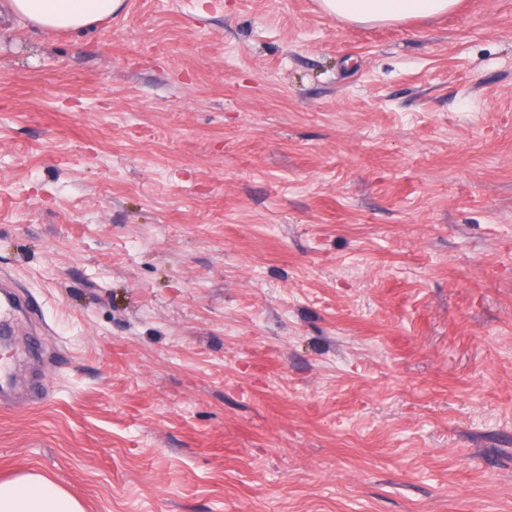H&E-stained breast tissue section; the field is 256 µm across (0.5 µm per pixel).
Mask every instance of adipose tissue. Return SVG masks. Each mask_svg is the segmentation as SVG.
<instances>
[{
  "instance_id": "obj_1",
  "label": "adipose tissue",
  "mask_w": 512,
  "mask_h": 512,
  "mask_svg": "<svg viewBox=\"0 0 512 512\" xmlns=\"http://www.w3.org/2000/svg\"><path fill=\"white\" fill-rule=\"evenodd\" d=\"M124 0H8L9 10L26 25L55 32L90 28L121 10ZM458 0H321L324 11L355 23H390L448 13ZM0 512H84L57 482L29 472L0 482Z\"/></svg>"
}]
</instances>
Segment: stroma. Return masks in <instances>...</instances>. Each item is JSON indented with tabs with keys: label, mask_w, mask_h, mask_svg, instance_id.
<instances>
[{
	"label": "stroma",
	"mask_w": 512,
	"mask_h": 512,
	"mask_svg": "<svg viewBox=\"0 0 512 512\" xmlns=\"http://www.w3.org/2000/svg\"><path fill=\"white\" fill-rule=\"evenodd\" d=\"M0 481L85 512H512V0L0 17ZM458 0H321L324 11L338 20L390 23L446 14Z\"/></svg>",
	"instance_id": "stroma-1"
}]
</instances>
